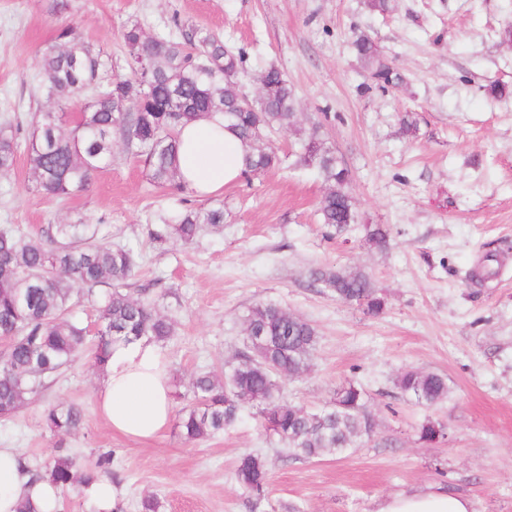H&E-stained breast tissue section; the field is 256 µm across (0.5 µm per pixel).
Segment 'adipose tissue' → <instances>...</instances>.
Instances as JSON below:
<instances>
[{"mask_svg":"<svg viewBox=\"0 0 512 512\" xmlns=\"http://www.w3.org/2000/svg\"><path fill=\"white\" fill-rule=\"evenodd\" d=\"M179 172L196 196L221 193L243 174L245 143L217 115L190 123L179 135ZM98 408L113 430L148 439L172 414L168 364L156 343L141 339L113 345L96 390ZM58 492L49 480L33 479L18 452L0 448V512H16L21 502L37 512H53ZM377 512H475L473 501L441 485L384 499Z\"/></svg>","mask_w":512,"mask_h":512,"instance_id":"ef3b65f1","label":"adipose tissue"}]
</instances>
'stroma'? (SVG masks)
Here are the masks:
<instances>
[{
    "instance_id": "1",
    "label": "stroma",
    "mask_w": 512,
    "mask_h": 512,
    "mask_svg": "<svg viewBox=\"0 0 512 512\" xmlns=\"http://www.w3.org/2000/svg\"><path fill=\"white\" fill-rule=\"evenodd\" d=\"M74 24L82 38L126 74L125 26L183 37L220 35L247 53L242 92L259 93L268 65L287 76L297 127L274 135L281 165L242 177L196 208H223L224 230L190 244L157 246L147 234L178 197L150 183L142 162L115 147L87 191L66 200L36 191L25 155L0 176V224L24 233L84 221L139 255L136 287L152 288L175 334L163 346L174 409L190 398L192 376L221 369L244 348L243 316L258 301L311 323L318 345L310 369L286 380V401L318 408L336 388L361 383L375 421L372 437L343 455L284 456L251 412L214 437L186 442L176 424L135 439L102 417L91 355L53 377L8 420L0 448L30 460L56 446L92 465L105 452L117 475L119 512L152 495L159 512H376L381 500L440 483L470 495L477 512H512V0H394L391 15L365 0H0V123L26 121L48 102L38 91L42 49ZM366 33L403 76L380 88L351 50ZM415 134H405L402 116ZM320 124L351 175L358 221L337 233L319 221L327 191L315 169L298 166L300 133ZM391 229L387 248L363 227ZM369 273L385 306L377 315L308 285L311 270ZM434 372L448 396L424 408L395 386L407 370ZM76 404L84 421L57 439L46 403ZM445 435L422 442L426 421ZM249 452L269 462V494L252 508L233 471Z\"/></svg>"
}]
</instances>
